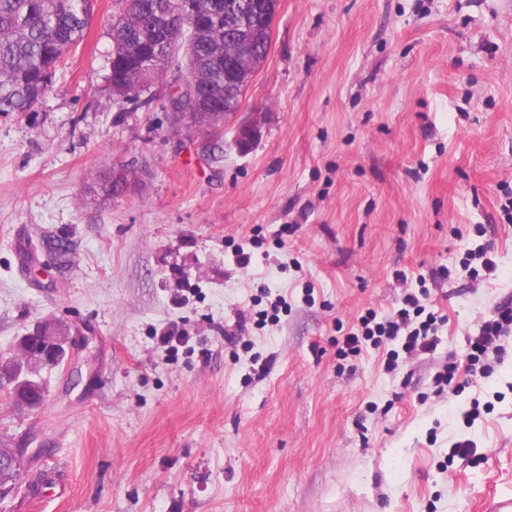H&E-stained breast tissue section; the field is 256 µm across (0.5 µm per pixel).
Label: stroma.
<instances>
[{
  "mask_svg": "<svg viewBox=\"0 0 512 512\" xmlns=\"http://www.w3.org/2000/svg\"><path fill=\"white\" fill-rule=\"evenodd\" d=\"M92 7L34 110L0 113V360L49 320L81 371L73 387L44 368L35 411L0 389V445L26 451L0 512H480L512 496V336L468 371L482 321L512 304V0H280L238 112L204 140L160 101L115 96L123 4ZM113 167L142 186L91 198ZM483 243L489 281L463 264ZM422 287L436 351L391 371L397 341L338 356L360 316ZM171 330L186 343L161 345Z\"/></svg>",
  "mask_w": 512,
  "mask_h": 512,
  "instance_id": "stroma-1",
  "label": "stroma"
}]
</instances>
